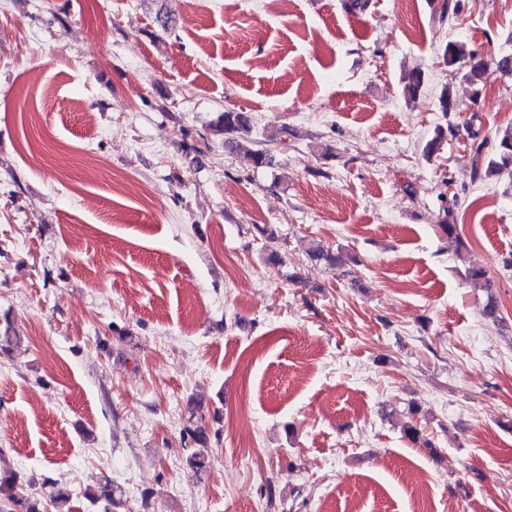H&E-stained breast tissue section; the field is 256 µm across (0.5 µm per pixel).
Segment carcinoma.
<instances>
[{"mask_svg":"<svg viewBox=\"0 0 512 512\" xmlns=\"http://www.w3.org/2000/svg\"><path fill=\"white\" fill-rule=\"evenodd\" d=\"M442 60L452 77L468 89L471 97L479 99L482 90L493 75H512V55L485 59L467 48L465 42L453 40L448 42L442 51ZM424 75L421 71L410 72L403 85V94L409 101L415 100L423 87ZM254 119L251 113L241 109L224 111L222 123L218 132L224 135V144L232 151L242 148V142L248 140L252 133ZM467 135L469 152L472 155L471 178L475 184H484L492 176L504 169L512 168V126L499 134L493 152H486L487 138L480 136V130L472 124L458 125L452 121L436 127L434 136L426 142L423 153L427 158L442 152L448 141ZM250 160L257 169L267 168L273 163V154L268 148L249 151ZM312 260L325 262L334 267L338 264V256L322 245H314L309 250ZM194 440L198 447L193 449L188 457L190 466L202 469L208 462L209 448L206 432L203 427L193 430ZM71 493L67 485L54 483L48 493L43 496H33L25 493L18 478L14 474H0V501L4 500L13 506L9 512H46V506H51L54 512H70L68 504ZM88 498L94 502H105L104 512H117L121 499L117 498V490L109 479L99 484L97 489L88 493Z\"/></svg>","mask_w":512,"mask_h":512,"instance_id":"1","label":"carcinoma"}]
</instances>
